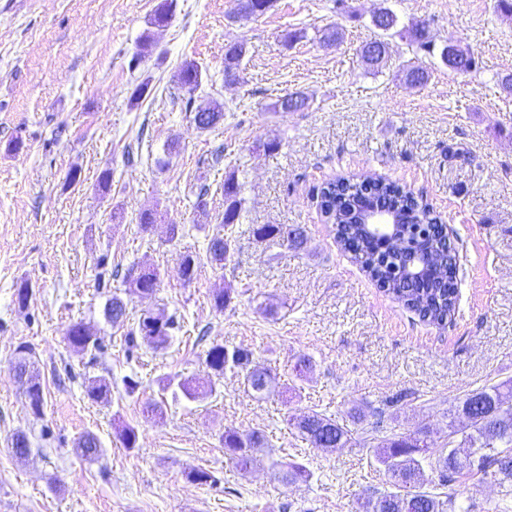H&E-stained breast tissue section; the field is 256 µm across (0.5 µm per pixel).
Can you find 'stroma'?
Returning a JSON list of instances; mask_svg holds the SVG:
<instances>
[{"label": "stroma", "mask_w": 512, "mask_h": 512, "mask_svg": "<svg viewBox=\"0 0 512 512\" xmlns=\"http://www.w3.org/2000/svg\"><path fill=\"white\" fill-rule=\"evenodd\" d=\"M159 2L0 0V512H358L381 486L372 447H313L286 416L314 409L346 425L356 407L381 412L387 434L425 429L439 441L467 394L512 378V92L500 83L512 74V13L498 0H347L344 11L333 0H273L245 19L238 0H176L170 20L153 27ZM382 6L403 24L429 23L438 44L468 49L481 70L459 73L396 48L369 71L361 49L378 37L371 17ZM330 26L341 40L325 48ZM295 30L305 38L285 45ZM146 33L155 48L130 68ZM237 42L247 53L231 83L224 49ZM190 59L203 73L196 103L224 105L207 131L181 102L177 74ZM418 65L431 74L422 87L406 79ZM144 80L149 95L133 100ZM297 91L308 97L303 108H277ZM17 137L21 149L9 151ZM268 141L275 151L264 150ZM170 143L168 168L156 167ZM231 173L243 210L234 256L218 269L205 255ZM349 174L406 185L447 225L460 268L453 323L421 321L337 244L311 190ZM147 212L155 223L146 231ZM262 224L282 232L257 239ZM295 228L303 238L293 247L283 233ZM187 254L201 263L185 287L175 271ZM133 263L163 273L153 296L115 278ZM24 280L33 296L21 309ZM227 285L232 302L216 312L211 293ZM115 295L133 321L146 308L176 315L170 345L128 354L127 326L104 318ZM80 321L98 329L102 351L69 347L65 332ZM212 339L251 351L272 380L265 397L230 371L202 401L161 391L165 376L205 378ZM25 344L44 390L38 418L11 366ZM303 356L311 367L297 392ZM127 376L140 382L135 395ZM94 379L111 382V403L88 398ZM157 399L162 415L146 413ZM125 424L139 431L137 449L119 442ZM227 429L263 430L271 445L239 470L219 442ZM19 431L32 442L23 458L11 451ZM88 432L102 446L93 460L76 451ZM284 457L310 479L279 482L271 463ZM195 468L213 482H191Z\"/></svg>", "instance_id": "1"}]
</instances>
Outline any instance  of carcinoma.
<instances>
[{
    "mask_svg": "<svg viewBox=\"0 0 512 512\" xmlns=\"http://www.w3.org/2000/svg\"><path fill=\"white\" fill-rule=\"evenodd\" d=\"M272 0H243L240 8L245 18L265 14ZM374 27L390 28L408 37L407 47L415 55H433L442 51L430 25L416 24L411 28L399 26L396 13L387 8L378 10ZM246 53L243 43H235L224 51V75L239 73ZM202 70L194 61L182 64L178 83L188 93L182 99L184 110L193 113V121L201 130H208L224 119V105L213 101L204 110L194 108V92L200 86ZM224 212L220 216L223 233L209 239L207 260L219 268L231 261L232 242L239 232L242 211L241 184L231 174L224 180ZM313 199L325 218L334 226L337 243L369 274L371 279L385 292L391 294L418 317L429 324L445 326L455 318L458 309L457 277L458 264L448 259L447 227L439 223L433 209L414 193L398 183L375 178L369 186L350 176H339L313 188ZM381 206L392 213L398 227L393 240L404 243L388 247L380 238L370 235L362 223L365 210ZM198 257L187 254L182 258L178 276L185 283L196 279ZM122 282L142 294H152L160 286L161 274L155 269H144L129 265ZM127 305L118 296L109 299L104 307L106 320L121 324L127 319ZM149 319L156 325L150 329L144 316H139L135 327L126 334L128 352L144 345L152 349H163L180 327L177 317L163 311L149 312ZM67 343L81 351L97 352L102 349L96 330L82 322L73 323L66 331ZM31 348L22 345L17 349L13 369L20 378L27 377L26 398L31 414L38 418L43 414L44 396L37 378L28 374ZM251 352L241 347L232 349L214 341L205 351L204 363L208 375L221 378L226 371L242 370L247 385L257 394H264L269 387L270 376L265 371L250 370ZM176 387L190 401H200L215 392L212 380L174 381L163 379L162 390ZM88 397L104 404L112 402V384L94 380L87 389ZM456 414L466 421L468 432L458 440L455 421L448 423V439L442 448L435 450V442L428 431L420 429L406 436L378 437L381 421L371 428L362 429L358 443H377L376 471L385 478L388 488L375 491L361 503L363 512H404L403 500L411 502L413 512H456L455 496L446 497L435 492L448 486L466 474L481 479H491L504 498L512 497V379L484 386L468 394L457 407ZM299 433L317 448H342L351 442L350 430L325 414L312 410L296 420L287 419ZM219 441L229 461L240 469H246L255 461L253 451L270 445L264 431L253 429L239 432L224 431ZM470 448L478 452L475 459L454 458V448ZM77 450L87 459L100 455V442L91 433L82 436ZM278 479L285 485L311 477L305 466L280 460L273 462ZM430 474H425V470Z\"/></svg>",
    "mask_w": 512,
    "mask_h": 512,
    "instance_id": "obj_1",
    "label": "carcinoma"
}]
</instances>
